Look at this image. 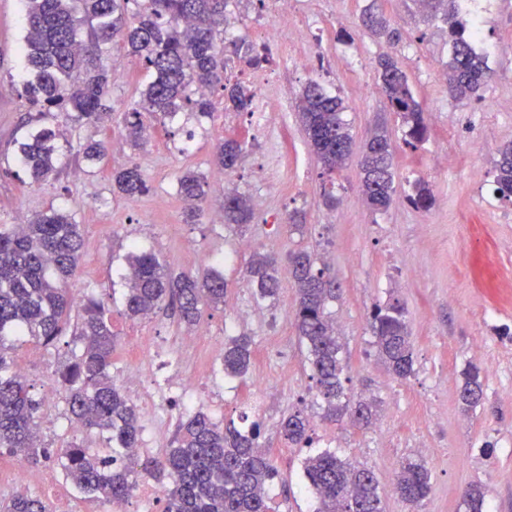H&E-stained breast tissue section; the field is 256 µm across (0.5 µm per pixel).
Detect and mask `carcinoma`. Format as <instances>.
<instances>
[{"label":"carcinoma","instance_id":"cac0c4a2","mask_svg":"<svg viewBox=\"0 0 512 512\" xmlns=\"http://www.w3.org/2000/svg\"><path fill=\"white\" fill-rule=\"evenodd\" d=\"M448 87L458 99L480 96L491 72L486 55L478 52L469 34V18L457 0H448ZM235 0H25L24 52L36 75L22 84L20 96L40 124L21 146V165L35 182H43L56 169L57 126L44 121L60 116L72 126L106 128L116 121L109 104L112 70L101 63L102 46L120 36L129 55L149 73L139 100L121 112L126 138L135 146L150 138V117L163 124L180 112L197 118L211 117L210 94L224 92V108L249 109L253 94L239 82L230 83L224 48L231 47L239 63L257 69L271 61L266 49L242 47L227 41L228 15ZM365 28L384 35L391 44L401 34L387 27L383 16L371 8L362 14ZM380 86L389 111L407 127L405 144L416 148L426 140L424 111L398 61L389 54L377 60ZM307 138L322 163V176L334 184L333 175L352 156V135L344 119L343 98L316 80L308 81L297 102ZM243 152V142L228 138L216 148L217 163L234 170ZM79 153L90 162L108 153L107 141L87 140ZM360 192L375 211L386 209L396 193L390 142L380 130L365 145L359 159ZM494 192L512 201V145L497 150L493 162ZM117 190L129 197L148 191L147 183L133 163L113 171ZM205 181L186 172L178 178L179 193L187 203L186 218L202 212ZM407 202L417 210H429L434 198L428 184L417 179L410 184ZM253 213L245 197L224 195V225L248 226ZM79 224L66 211L49 207L20 226L0 224V449L7 448L21 463L56 457L64 476L80 491L104 503L123 500L137 482V472L122 462L124 449L140 441L139 411L112 383L109 368L116 335L105 317L102 300L89 296L77 305L69 288L80 257ZM291 275L297 291L293 324L307 349L316 396L326 403L330 418H348L353 426L370 423L375 405L360 401L350 405L351 377L344 345L336 336L330 309L338 297V285L315 254L299 250L290 254ZM130 274L125 277V311L131 317L146 316L157 309H170L178 321L193 326L202 309L224 304V275L205 271L201 275L175 272L154 252L130 246ZM244 276L259 300L272 298L279 288L275 260L254 253ZM373 347L378 358L398 378L413 372L414 352L406 321V309L398 301L376 304L369 315ZM71 331L83 342L81 354L62 372L68 411L86 428L108 434L109 446L92 452L77 443L56 450L34 443L39 402L27 380L10 369L5 353L28 339L54 346ZM250 340L237 336L224 349V375L245 377L250 361ZM460 399L468 410L484 399L483 379L472 365L464 373ZM280 433L289 444L309 447V420L301 412L289 414L280 423ZM261 425L221 426L198 411L180 427L179 437L165 455L147 462L144 471L165 477L169 489L164 512H271L268 486L277 471L268 452L259 443ZM303 472L316 496V512H384V489L376 474L334 451L307 457ZM396 493L417 506L431 491V474L421 458L402 462L396 476ZM469 512H483L484 494L478 487L464 491ZM0 512H51L41 497L19 493L0 505Z\"/></svg>","mask_w":512,"mask_h":512}]
</instances>
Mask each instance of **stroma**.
I'll list each match as a JSON object with an SVG mask.
<instances>
[{
    "mask_svg": "<svg viewBox=\"0 0 512 512\" xmlns=\"http://www.w3.org/2000/svg\"><path fill=\"white\" fill-rule=\"evenodd\" d=\"M383 13L402 35L395 46L364 30L367 7ZM484 30L501 54L491 60L493 75L477 99H453L443 73L450 41L448 0L422 6L416 0H295L290 14H280L275 0H237L231 9L229 38L261 43L266 30L291 31L273 49L264 83L252 71L228 68L236 79L280 104L268 126L242 112L224 109L223 91H215L212 117L180 113L166 128L155 129L148 144L133 150L120 124L110 129L62 126L57 172L32 182L18 164V146L27 134L28 108L11 83H22L29 69L23 50L25 4L0 0V224H25L38 212L55 207L70 212L81 226L83 248L71 289L77 297L105 302L117 335L113 368L124 364L135 336H149L160 349L175 347L185 334L176 316L160 310L143 319L126 316L112 299V283L126 266L131 245L159 254L180 271L212 268L223 273L228 293L223 305L206 309L200 322L208 339H251V366L245 381L216 373L200 387V410L220 424L241 415L261 421V444L278 471L269 491L272 512H315V498L304 486L302 462L312 450L330 448L351 462L372 468L385 489V512H468L463 491L484 492V512H512V202L494 192L493 160L512 142V0H476ZM392 52L406 73L429 128L418 148L405 143L406 128L385 108L379 92L376 60ZM308 57L309 65L296 63ZM103 62L118 79L110 102L115 111L139 97L146 72L120 42L103 47ZM318 80L348 105L346 120L355 147H362L376 124H384L395 148L398 191L389 209L371 212L359 191V169L348 163L336 174V202L321 196V163L310 145L296 109L308 80ZM247 129V146L236 169L215 163L216 146L227 133ZM109 139V154L90 163L77 154L80 141ZM139 166L147 193L126 197L112 190V169ZM483 179L469 176L473 163ZM188 170L203 177L207 196L203 214L185 223V203L178 178ZM433 191L432 209L411 208L404 198L415 179ZM244 196L254 219L237 231L213 222L225 194ZM303 215V228L286 218ZM305 248L328 264L340 288L331 308L336 331L346 349L349 395L372 399L377 414L365 428L325 420L309 378L305 349L291 324L297 293L287 268H280L281 288L264 303V315L247 318L256 305L240 271L257 251L285 259ZM397 300L408 310L414 344V371L404 379L389 374L374 353L369 311L373 304ZM77 345L47 348L33 343L11 352L24 367L35 394L54 387ZM481 367L485 402L464 412L459 393L468 365ZM300 411L310 421L311 447L285 443L282 418ZM423 458L431 471V491L418 510L394 492L400 463Z\"/></svg>",
    "mask_w": 512,
    "mask_h": 512,
    "instance_id": "obj_1",
    "label": "stroma"
}]
</instances>
